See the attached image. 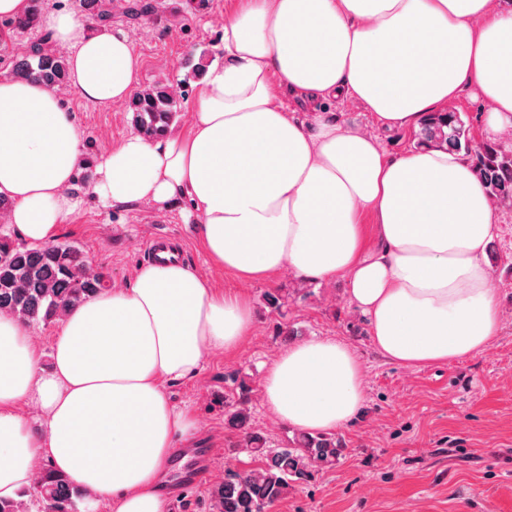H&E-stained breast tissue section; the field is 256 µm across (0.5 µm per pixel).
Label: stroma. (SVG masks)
<instances>
[{
  "label": "stroma",
  "mask_w": 512,
  "mask_h": 512,
  "mask_svg": "<svg viewBox=\"0 0 512 512\" xmlns=\"http://www.w3.org/2000/svg\"><path fill=\"white\" fill-rule=\"evenodd\" d=\"M152 2L154 13L136 19L123 7H113L109 28L130 41L140 62V87L162 83L175 91L174 125L182 128L191 121L203 67L224 59V18L234 0H209L199 12L184 0ZM61 93L82 133L86 167L74 189L81 205L61 225L58 240L78 246L90 266L107 275L110 287L125 288L137 267L147 263L152 238L173 236L188 251V265L213 288H242L251 299L254 326L240 348L209 353L196 376L166 386L171 402L197 419L198 430L187 446L211 451L201 484H184L180 469H171L169 487L181 498L167 512H212L210 490L223 481L225 471L254 464L240 450L241 436L225 414L224 397L235 391L230 375L244 377L252 389L253 429L272 447L292 446L297 431L267 411L262 376L283 349L316 338H334L354 349L363 366L365 405L352 423L336 429L343 450L335 464L296 480L269 512H512V206L499 205V232L487 248L500 300L498 336L485 351L461 361L404 367L374 348L343 281L307 285L286 269L272 283L243 287L208 258L182 206L102 207L88 186L102 155L133 132L132 114L127 104L104 108L67 84ZM328 109L340 123L377 136L387 153L405 151L418 140L417 134L375 125L360 101L338 99ZM305 286L310 296L291 300V293ZM269 294L289 296L284 313L268 306ZM283 321L294 327V336L280 335Z\"/></svg>",
  "instance_id": "obj_1"
}]
</instances>
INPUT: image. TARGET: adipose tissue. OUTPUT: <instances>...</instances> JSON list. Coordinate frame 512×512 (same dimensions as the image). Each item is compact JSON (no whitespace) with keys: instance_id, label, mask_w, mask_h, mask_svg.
Segmentation results:
<instances>
[{"instance_id":"obj_1","label":"adipose tissue","mask_w":512,"mask_h":512,"mask_svg":"<svg viewBox=\"0 0 512 512\" xmlns=\"http://www.w3.org/2000/svg\"><path fill=\"white\" fill-rule=\"evenodd\" d=\"M66 45L72 85L109 107L129 98L140 65L120 32L95 33L65 8L44 14ZM224 61L199 84L188 128L129 135L96 166L102 206L186 204L211 261L247 284L288 268L341 279L375 349L419 367L474 356L501 326L486 250L497 206L460 153L419 145L387 154L327 111L302 119L280 101L363 102L383 128L419 130L473 89L489 135L512 131V7L494 0H239ZM81 134L58 87L0 78V195L10 223L53 242L78 207ZM241 292L216 291L175 260L140 265L130 287L67 310L43 366L28 328L0 313V499L33 489L47 461L112 512H166L163 478L194 415L166 383L235 351L253 329ZM279 421L308 434L351 423L365 400L347 345L284 349L262 381ZM30 403L38 424L18 411Z\"/></svg>"}]
</instances>
